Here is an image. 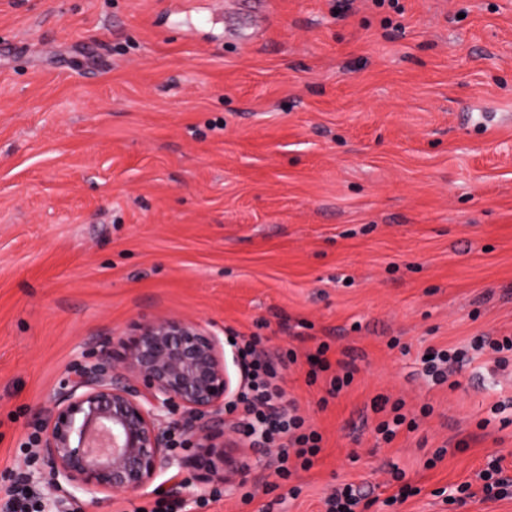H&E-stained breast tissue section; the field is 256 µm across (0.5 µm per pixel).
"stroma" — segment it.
I'll list each match as a JSON object with an SVG mask.
<instances>
[{
	"label": "stroma",
	"instance_id": "1",
	"mask_svg": "<svg viewBox=\"0 0 512 512\" xmlns=\"http://www.w3.org/2000/svg\"><path fill=\"white\" fill-rule=\"evenodd\" d=\"M337 5L0 0V473L97 339L177 314L295 350L283 388L323 436L274 489L234 437L248 471L186 512H323L345 484L367 512H512L435 495L493 457L512 476V364L419 374L427 347L512 334V0ZM322 341L356 368L332 399L307 382ZM379 395L433 412L386 444ZM394 465L419 493L389 507ZM34 475L52 512L153 505Z\"/></svg>",
	"mask_w": 512,
	"mask_h": 512
}]
</instances>
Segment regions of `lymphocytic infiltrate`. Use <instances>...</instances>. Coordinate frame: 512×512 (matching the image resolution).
Listing matches in <instances>:
<instances>
[{
	"label": "lymphocytic infiltrate",
	"mask_w": 512,
	"mask_h": 512,
	"mask_svg": "<svg viewBox=\"0 0 512 512\" xmlns=\"http://www.w3.org/2000/svg\"><path fill=\"white\" fill-rule=\"evenodd\" d=\"M260 343V337L252 336L235 346L238 356L250 369L248 387L234 405L238 413L235 427L249 439L252 447L276 449L277 454L269 466L276 478L286 480L294 469L306 471L313 466L321 451L322 436L307 426L296 409L285 405L282 373L296 363V353L290 350L273 358L265 353ZM329 350L327 343L317 346L315 354L309 357L311 369L307 377L312 384L318 378H325L326 392L333 397L351 384L353 370L346 361L331 363ZM486 352L494 354L497 364H506L512 358V336H477L465 348H429V357L422 362V374L432 383H444L460 363ZM374 410L381 415L376 431L388 443L400 429H415L418 417L429 416L433 408L423 405L415 415L406 410L404 401L380 398L375 401ZM476 478V484L461 485L458 495L450 496V503L462 506L478 495L486 500L512 497V478L505 476L500 459L488 461ZM0 512H46L28 472L18 469L11 474L5 495L0 498Z\"/></svg>",
	"instance_id": "1"
}]
</instances>
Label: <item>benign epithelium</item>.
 <instances>
[{
    "instance_id": "1",
    "label": "benign epithelium",
    "mask_w": 512,
    "mask_h": 512,
    "mask_svg": "<svg viewBox=\"0 0 512 512\" xmlns=\"http://www.w3.org/2000/svg\"><path fill=\"white\" fill-rule=\"evenodd\" d=\"M58 391L39 455L55 485L89 494L136 493L172 468L157 486L179 493L206 483L217 466L236 474L247 463L227 450V415L245 382L237 354L209 326L179 315L133 322L104 336ZM193 453L174 454L172 432Z\"/></svg>"
}]
</instances>
